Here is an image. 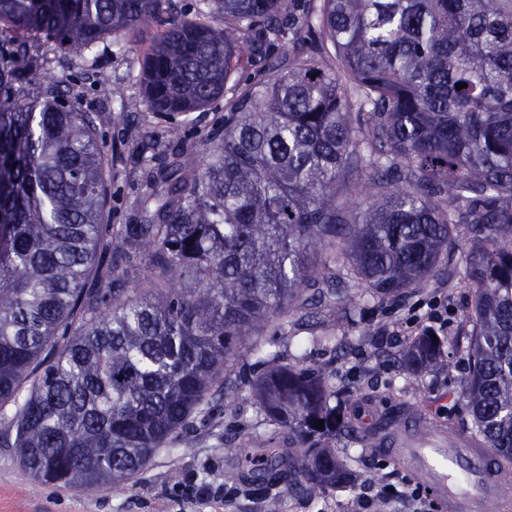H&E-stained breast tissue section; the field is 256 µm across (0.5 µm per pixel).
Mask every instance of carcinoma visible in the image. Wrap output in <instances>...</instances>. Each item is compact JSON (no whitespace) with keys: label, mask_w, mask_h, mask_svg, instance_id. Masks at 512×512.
Here are the masks:
<instances>
[{"label":"carcinoma","mask_w":512,"mask_h":512,"mask_svg":"<svg viewBox=\"0 0 512 512\" xmlns=\"http://www.w3.org/2000/svg\"><path fill=\"white\" fill-rule=\"evenodd\" d=\"M169 2L0 0L17 38L0 54V447L40 484L100 493L209 415L246 347L274 430L248 436L224 485L279 512L284 490L353 481L338 436L376 444L326 369L282 362L261 333L461 272L471 432L512 458V0H199V21ZM151 27L143 98L116 85L113 103L169 117L222 99L224 133L201 149L168 126L116 229L105 117L56 80L21 92L19 68L31 43L88 56ZM338 247L339 267L317 261ZM439 352L418 336L403 362Z\"/></svg>","instance_id":"obj_1"}]
</instances>
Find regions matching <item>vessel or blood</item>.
<instances>
[{
	"mask_svg": "<svg viewBox=\"0 0 512 512\" xmlns=\"http://www.w3.org/2000/svg\"><path fill=\"white\" fill-rule=\"evenodd\" d=\"M440 505L442 512H512L504 491L502 458L466 437L449 438L446 426L410 412L378 440Z\"/></svg>",
	"mask_w": 512,
	"mask_h": 512,
	"instance_id": "1",
	"label": "vessel or blood"
}]
</instances>
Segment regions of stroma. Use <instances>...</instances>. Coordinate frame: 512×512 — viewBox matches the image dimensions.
<instances>
[{"instance_id":"obj_1","label":"stroma","mask_w":512,"mask_h":512,"mask_svg":"<svg viewBox=\"0 0 512 512\" xmlns=\"http://www.w3.org/2000/svg\"><path fill=\"white\" fill-rule=\"evenodd\" d=\"M155 37L152 30L141 33L125 50H104L93 59L48 53L33 80L62 78L80 110L107 114L109 120L101 125L98 139L105 150H112L127 124L157 123L147 111L123 112L112 102L116 84L124 85L130 95L141 94L143 63ZM110 190L109 224L128 223L142 190L135 155L126 152L115 161ZM472 301L473 290L466 280L437 277L402 300L370 302L352 314L327 303L302 324L289 326L287 335L276 337L275 349L282 362L327 368L331 382L347 391L353 422H360L366 404L381 414L402 406L446 423L449 433L464 434L471 425L461 391L471 331L466 312ZM435 305L448 317L445 364L414 373L404 367L400 353L426 328V314ZM326 332L351 338L347 351L334 353L316 344V336ZM265 428L251 387L237 384L208 417L195 419L187 431L175 434L167 449L157 453L131 482L95 495L36 485L14 450L0 447V512H266L261 497L225 489L218 478L219 473L240 465L246 435ZM187 444L193 454H182ZM336 455L356 474V484L327 489L315 499L283 492L280 512H409L404 501L379 495L377 483L383 478L409 479L396 460L365 451L347 437L337 439Z\"/></svg>"}]
</instances>
